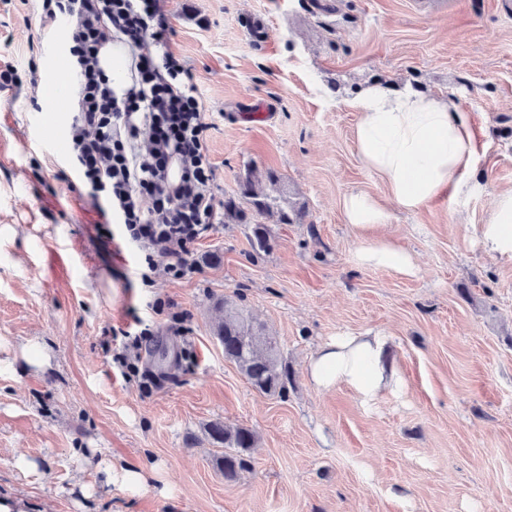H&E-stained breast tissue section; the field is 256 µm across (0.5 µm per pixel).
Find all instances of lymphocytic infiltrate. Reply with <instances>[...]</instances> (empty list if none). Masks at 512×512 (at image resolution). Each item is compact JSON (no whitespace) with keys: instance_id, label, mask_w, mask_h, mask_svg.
<instances>
[{"instance_id":"lymphocytic-infiltrate-1","label":"lymphocytic infiltrate","mask_w":512,"mask_h":512,"mask_svg":"<svg viewBox=\"0 0 512 512\" xmlns=\"http://www.w3.org/2000/svg\"><path fill=\"white\" fill-rule=\"evenodd\" d=\"M71 26L78 77L71 123L73 167L89 187L98 224H120L145 252L142 282L157 264L181 279L198 274L189 247L218 219L207 155L208 123L193 77L170 49L173 30L161 0H41V21ZM152 40L156 53L140 48ZM135 50L134 75L116 94L99 64L106 42ZM148 151H140V139ZM178 161L179 181L168 178Z\"/></svg>"}]
</instances>
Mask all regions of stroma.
<instances>
[{"label": "stroma", "instance_id": "obj_1", "mask_svg": "<svg viewBox=\"0 0 512 512\" xmlns=\"http://www.w3.org/2000/svg\"><path fill=\"white\" fill-rule=\"evenodd\" d=\"M171 50L205 107L217 202L246 169L271 171L299 224L222 221L191 248L202 268L143 284L142 256L95 229L71 162V105L47 114L35 83L70 69L67 20L44 33L37 0L0 2V497L27 512H512V258L473 235L512 191V14L501 0H162ZM411 82L467 112L476 189L416 215L391 210L416 276L359 266L345 222L353 192L387 194L360 162L358 85ZM226 297L276 338L285 397L254 390L214 336ZM187 316L180 332L155 300ZM145 327L139 370L111 352ZM391 336L398 393L362 402L316 388L311 356L331 338ZM36 345L50 362L21 356ZM257 434L251 467L225 482L207 427ZM112 465L111 475L100 470ZM126 471L144 476L123 483Z\"/></svg>", "mask_w": 512, "mask_h": 512}]
</instances>
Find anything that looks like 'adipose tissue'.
I'll return each instance as SVG.
<instances>
[{
  "label": "adipose tissue",
  "mask_w": 512,
  "mask_h": 512,
  "mask_svg": "<svg viewBox=\"0 0 512 512\" xmlns=\"http://www.w3.org/2000/svg\"><path fill=\"white\" fill-rule=\"evenodd\" d=\"M347 105L359 114L357 155L391 200L386 207L364 193L346 197L345 221L361 236L356 258L365 266L415 276L414 256L385 234L390 211L416 214L446 192L475 189L477 147L469 118L450 100L410 86L367 85ZM474 233L487 255L512 257V192L495 196L487 223L475 225ZM388 342L371 332L336 337L311 357L309 377L317 388L344 385L362 401H375L400 384L385 362Z\"/></svg>",
  "instance_id": "1"
}]
</instances>
